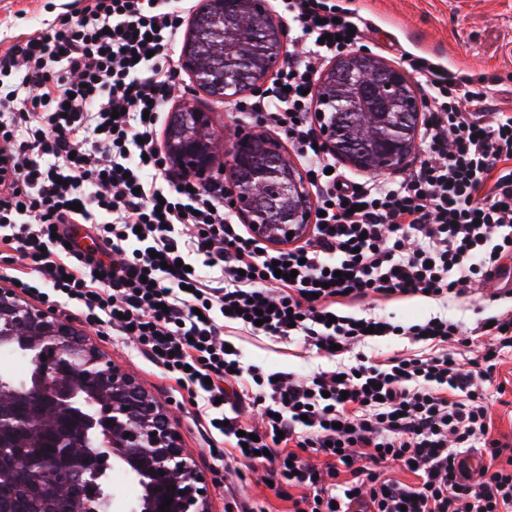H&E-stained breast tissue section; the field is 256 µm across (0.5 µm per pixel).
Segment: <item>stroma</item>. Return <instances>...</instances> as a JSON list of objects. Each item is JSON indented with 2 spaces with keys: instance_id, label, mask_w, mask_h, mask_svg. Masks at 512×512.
Instances as JSON below:
<instances>
[{
  "instance_id": "stroma-1",
  "label": "stroma",
  "mask_w": 512,
  "mask_h": 512,
  "mask_svg": "<svg viewBox=\"0 0 512 512\" xmlns=\"http://www.w3.org/2000/svg\"><path fill=\"white\" fill-rule=\"evenodd\" d=\"M337 4L372 15L374 26L364 44L388 64H396L401 51L429 54L449 69L473 76L497 79L495 103L498 111L512 113V0H336ZM72 0H0V51L15 37L34 31L42 20L54 18L70 8ZM189 103L212 111L213 131L218 136L213 170H227L228 152L242 136L265 133L278 141L282 156L294 167L302 163L288 141L277 130L247 122L233 104L212 99L201 92L176 96L172 104ZM505 302L489 300L485 295L452 299L440 303L414 297L396 301L375 300L357 307L359 316H384L401 324H410L433 316H445L474 327L481 318L499 313ZM64 321L76 327L101 356L134 377L165 409L176 423L181 445L193 467L207 476L209 512H224L226 489L243 487L246 494L264 502L270 512H286L288 505L275 498L263 485L260 473H247L238 480L229 473L226 485L212 483L215 464L208 453V443L191 415L180 411L167 380L158 368L117 336H104L85 323L81 315L67 312ZM227 340L240 351L243 366H258L267 372L284 371L297 376L327 366V359L315 356L297 342L279 343L269 338L229 328Z\"/></svg>"
}]
</instances>
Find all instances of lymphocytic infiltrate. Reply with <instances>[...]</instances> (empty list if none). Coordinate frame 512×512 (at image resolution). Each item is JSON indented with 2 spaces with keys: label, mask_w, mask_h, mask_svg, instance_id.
<instances>
[{
  "label": "lymphocytic infiltrate",
  "mask_w": 512,
  "mask_h": 512,
  "mask_svg": "<svg viewBox=\"0 0 512 512\" xmlns=\"http://www.w3.org/2000/svg\"><path fill=\"white\" fill-rule=\"evenodd\" d=\"M192 7L78 0L0 52V281L129 339L216 461L263 468L288 512H512V439L490 416L512 308L468 331L348 313L377 297H468L512 274V114L495 109V78L402 58L424 92L423 156L395 179L348 178L313 119L315 63L372 23L335 0H284L307 48L236 109L287 137L318 217L311 236L272 248L234 223L220 175L175 172L157 145ZM278 262L295 277L275 276ZM228 324L301 339L335 367L301 379L243 367ZM371 327L415 351L357 353ZM478 337L481 354L462 358Z\"/></svg>",
  "instance_id": "f902f5d3"
}]
</instances>
